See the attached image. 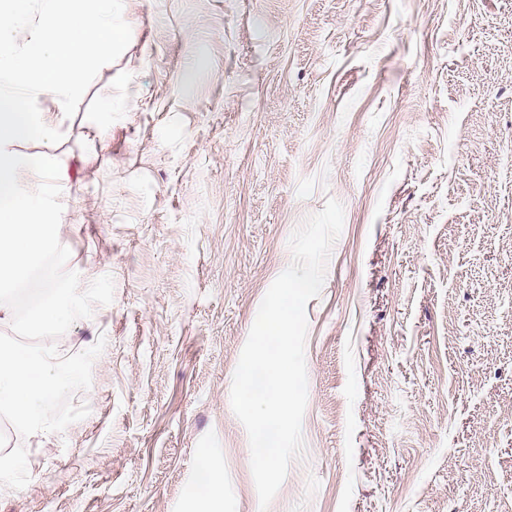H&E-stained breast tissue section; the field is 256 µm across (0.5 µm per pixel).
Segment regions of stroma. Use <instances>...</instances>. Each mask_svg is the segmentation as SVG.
Instances as JSON below:
<instances>
[{"mask_svg": "<svg viewBox=\"0 0 512 512\" xmlns=\"http://www.w3.org/2000/svg\"><path fill=\"white\" fill-rule=\"evenodd\" d=\"M56 144L67 269L114 300L90 413L0 419V512H512V0H126ZM344 207L306 306L304 452L261 510L230 401L294 229Z\"/></svg>", "mask_w": 512, "mask_h": 512, "instance_id": "stroma-1", "label": "stroma"}]
</instances>
